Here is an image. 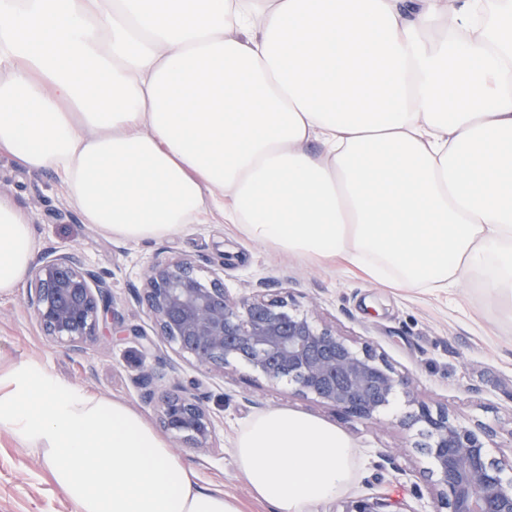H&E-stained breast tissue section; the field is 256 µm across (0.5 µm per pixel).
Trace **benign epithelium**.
Masks as SVG:
<instances>
[{
  "label": "benign epithelium",
  "mask_w": 512,
  "mask_h": 512,
  "mask_svg": "<svg viewBox=\"0 0 512 512\" xmlns=\"http://www.w3.org/2000/svg\"><path fill=\"white\" fill-rule=\"evenodd\" d=\"M134 298L146 305L152 337L115 319L110 289L76 252H51L30 271L26 305L45 335L72 352L97 344L108 316L118 341L132 338L147 352L158 339L205 373L244 364L268 384H284L351 419H381L400 397L408 410L389 423L417 429L411 449L431 463L435 512H512V477L504 472L512 460L489 457L490 432L419 401L412 379L371 343L350 341L266 288L232 294L218 274L204 276L176 254L152 263ZM161 380L150 373L135 378L143 400L156 403L176 443L208 447L214 424L204 397L184 386L174 367L168 376L173 389L158 392ZM393 506L392 499L376 496L346 512H392Z\"/></svg>",
  "instance_id": "benign-epithelium-1"
}]
</instances>
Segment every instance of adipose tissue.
Here are the masks:
<instances>
[{
    "instance_id": "1",
    "label": "adipose tissue",
    "mask_w": 512,
    "mask_h": 512,
    "mask_svg": "<svg viewBox=\"0 0 512 512\" xmlns=\"http://www.w3.org/2000/svg\"><path fill=\"white\" fill-rule=\"evenodd\" d=\"M1 154L118 240L216 214L399 288L480 280L512 320V6L490 22L482 0H0ZM35 255L31 215L0 195L1 296ZM0 429L76 512H239L142 415L38 361L0 372ZM353 448L269 409L234 456L269 512H310Z\"/></svg>"
}]
</instances>
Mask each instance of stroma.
<instances>
[{
    "instance_id": "obj_1",
    "label": "stroma",
    "mask_w": 512,
    "mask_h": 512,
    "mask_svg": "<svg viewBox=\"0 0 512 512\" xmlns=\"http://www.w3.org/2000/svg\"><path fill=\"white\" fill-rule=\"evenodd\" d=\"M0 195L13 197L33 216L36 254L77 251L85 266L111 288L113 310L126 326L151 332L145 308L133 299L156 257L173 252L191 258L200 271L220 267L232 289L265 284L272 292L288 291L303 309L360 343L371 342L401 371L416 381L420 401L447 407L462 424L493 433V457L512 441V323L490 314L482 288L470 281L452 293L403 291L347 270L279 253L250 240L220 217L189 224L157 241L133 244L114 239L84 223L77 208L50 175L29 173L0 156ZM34 359L53 375L127 403L150 424L158 419L144 404L135 383L142 373H166L178 367L183 381L198 383L214 422L210 448H176L175 453L199 476L202 489L235 499L241 512H268L252 496L234 457L233 442L257 411L284 408L336 425L354 444L351 480L336 497L314 512H347L352 501L386 495L404 512H434L424 476L427 461L408 449L399 428L359 421L335 413L311 398L273 387L244 366L224 375L207 374L181 359L169 345L157 343L141 352L137 342L101 336L99 343L73 353L47 339L30 316L24 293L0 297V369ZM251 403H244V396ZM396 452L394 463L382 456ZM0 512H74L41 458L0 432Z\"/></svg>"
}]
</instances>
